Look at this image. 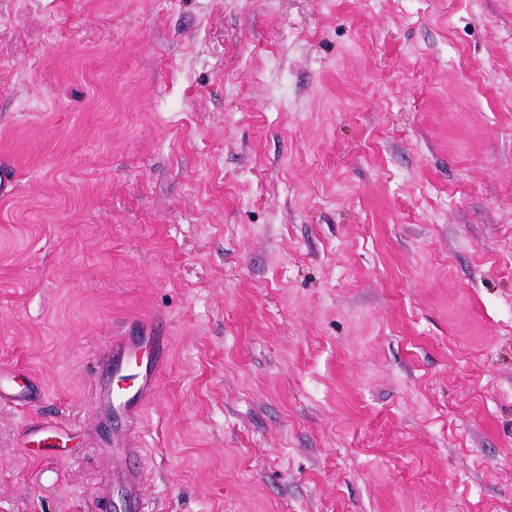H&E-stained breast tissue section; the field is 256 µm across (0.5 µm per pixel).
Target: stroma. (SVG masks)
<instances>
[{"label":"stroma","instance_id":"stroma-1","mask_svg":"<svg viewBox=\"0 0 512 512\" xmlns=\"http://www.w3.org/2000/svg\"><path fill=\"white\" fill-rule=\"evenodd\" d=\"M2 155L0 512H512V0H0ZM130 336L112 343V357L99 384L96 402L112 415L136 420L155 391L156 377L168 348L167 336ZM16 378V375L9 373L0 375V404L24 406L40 398L41 392L26 377L23 378V385ZM143 474L139 468L127 467L112 481V509L114 512H147L141 496Z\"/></svg>","mask_w":512,"mask_h":512}]
</instances>
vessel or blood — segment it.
I'll use <instances>...</instances> for the list:
<instances>
[{"label":"vessel or blood","mask_w":512,"mask_h":512,"mask_svg":"<svg viewBox=\"0 0 512 512\" xmlns=\"http://www.w3.org/2000/svg\"><path fill=\"white\" fill-rule=\"evenodd\" d=\"M168 348L164 336L148 334L116 339L112 357L96 395L98 406L127 421L136 420L147 398L155 391L156 377ZM41 396L31 383H18L15 376L0 375V404L24 406ZM143 474L129 467L112 481L114 512H147L141 496Z\"/></svg>","instance_id":"obj_1"}]
</instances>
